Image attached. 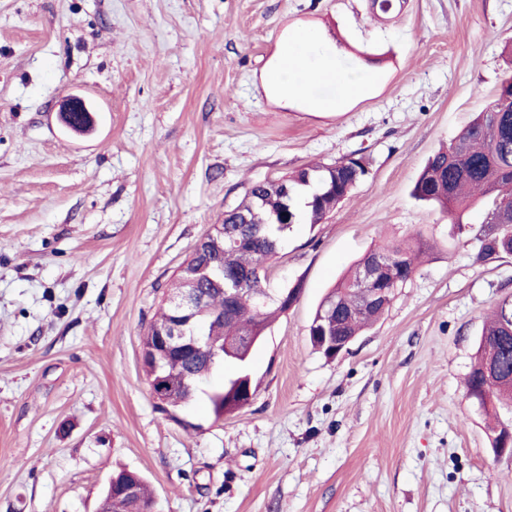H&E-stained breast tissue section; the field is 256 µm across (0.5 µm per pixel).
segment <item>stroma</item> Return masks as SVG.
I'll return each mask as SVG.
<instances>
[{
  "mask_svg": "<svg viewBox=\"0 0 512 512\" xmlns=\"http://www.w3.org/2000/svg\"><path fill=\"white\" fill-rule=\"evenodd\" d=\"M321 27L382 59L347 112L267 99L281 33ZM512 76V0H0V512H96L113 471L139 472L153 512H512V406L466 378L512 256L414 199L428 158ZM81 91L97 129L64 131ZM364 158L323 223L294 225L269 269L300 286L247 367L252 402L163 411L141 338L180 265L250 185ZM428 251L383 317L336 358L313 314L371 249ZM95 112L91 103L82 95L79 94H70L62 99L58 106V116L61 123L67 125L68 123H75L74 117L77 115L79 118H83L85 121L79 125L77 124V128L83 130L78 134H88L93 130L91 127H88L90 124V117L93 120V127H95V117L93 113ZM88 127V128H87Z\"/></svg>",
  "mask_w": 512,
  "mask_h": 512,
  "instance_id": "stroma-1",
  "label": "stroma"
}]
</instances>
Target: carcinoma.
Returning <instances> with one entry per match:
<instances>
[{"instance_id":"obj_1","label":"carcinoma","mask_w":512,"mask_h":512,"mask_svg":"<svg viewBox=\"0 0 512 512\" xmlns=\"http://www.w3.org/2000/svg\"><path fill=\"white\" fill-rule=\"evenodd\" d=\"M368 174L363 158H345L334 164H312L279 180L250 185L242 201L224 212V223L213 225V236L193 248L171 285L177 294L189 287L186 272L191 268H210L215 279L199 283L206 295L189 327L198 329L208 345L221 352L214 362L190 350L171 351L155 359L150 348L152 331L177 320L176 312L161 305L147 332L142 336L143 367L147 378L164 375L172 383L165 404L178 410L204 392L203 385L213 370L227 362L239 372L224 385L207 392L215 418L232 414L241 405L235 385L246 375V367L255 346L239 342L246 334L262 341L268 326L283 309L270 304L261 310L255 298L268 289L267 271L293 225L315 226L333 212L345 197ZM412 195L438 205L454 224H463L465 213L485 198L490 207L479 236V256L495 259L512 253V77L501 82L494 99L464 127L448 148L434 153L420 173ZM423 243L392 244L378 249L389 257L380 269L373 287L395 288L414 273V257ZM364 259H359L350 274L332 288L318 305L308 327L313 349L321 345L319 337L357 336L385 312L382 305H372L348 316L353 307L351 293ZM233 276L240 282L235 297H224V278ZM495 355L502 372L512 374V293L495 303L492 319L481 332L477 361L467 381V391L485 398L512 403V384L486 385L485 369L490 355ZM107 512H138L152 504L144 479L138 480L134 499L103 495Z\"/></svg>"}]
</instances>
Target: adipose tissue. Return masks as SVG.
I'll list each match as a JSON object with an SVG mask.
<instances>
[{"mask_svg": "<svg viewBox=\"0 0 512 512\" xmlns=\"http://www.w3.org/2000/svg\"><path fill=\"white\" fill-rule=\"evenodd\" d=\"M345 48L324 30L292 27L280 37L261 77L266 95L283 107L345 112L371 97L384 78L381 67L344 65Z\"/></svg>", "mask_w": 512, "mask_h": 512, "instance_id": "adipose-tissue-1", "label": "adipose tissue"}]
</instances>
